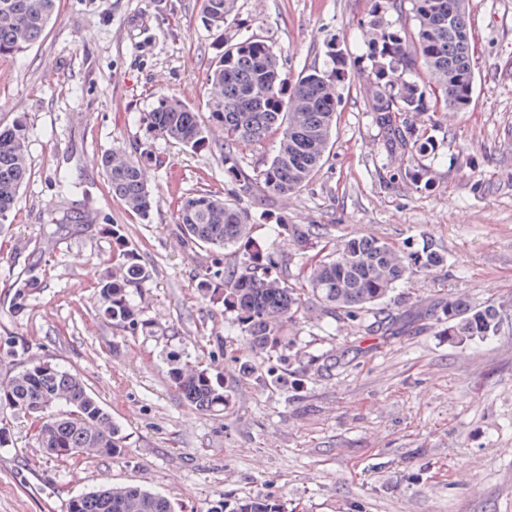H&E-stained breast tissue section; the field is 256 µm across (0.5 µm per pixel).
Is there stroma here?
Here are the masks:
<instances>
[{
    "label": "stroma",
    "mask_w": 512,
    "mask_h": 512,
    "mask_svg": "<svg viewBox=\"0 0 512 512\" xmlns=\"http://www.w3.org/2000/svg\"><path fill=\"white\" fill-rule=\"evenodd\" d=\"M374 0H237L223 31L206 26L201 0H60L40 39L0 57V125L24 119L30 172L0 226V338L25 357L77 373L119 425L124 458L79 466L43 453L21 420L0 448V512H68L72 497L105 485L139 486L175 512L217 500L271 496L281 512H512V326L459 344L433 316L448 295L472 304L512 299V0H471L474 89L466 111L434 114L435 157L387 155L366 98L372 69L363 22ZM249 37L277 51L289 80L336 44L350 59L330 147L298 192L239 198L251 235L267 240L289 273L302 258L281 224H332L337 239L376 237L405 252L431 243L444 267L399 289L393 335L369 319L336 321L307 311L291 327L312 355L344 352L335 369L293 385L284 351L279 383L242 377L253 356L233 313L201 301L197 285L233 260L234 248H188L178 201L207 192L235 197L224 175V130L190 150L151 133L143 117L173 95L206 113V75L226 44ZM163 158L151 168L156 202L130 214L113 197L102 153ZM431 165L416 189L399 168ZM67 172L76 187L58 181ZM124 228L152 272L136 301L148 324L133 335L102 315L96 288L115 273L112 237ZM40 286L16 307V281ZM222 370L223 411L191 407L168 380L167 355Z\"/></svg>",
    "instance_id": "1"
}]
</instances>
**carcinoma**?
I'll return each instance as SVG.
<instances>
[{
	"mask_svg": "<svg viewBox=\"0 0 512 512\" xmlns=\"http://www.w3.org/2000/svg\"><path fill=\"white\" fill-rule=\"evenodd\" d=\"M57 0H0V56L15 55L35 43L56 11ZM234 0H203L208 26L224 31ZM374 3L368 21V56L374 65L367 79L377 87L370 110L389 152L434 153V136L417 119L429 112L468 108L473 93L470 0H392L398 17L408 14L413 27H395L379 16ZM345 57L329 45L327 63L310 66L290 84L272 45L249 37L224 49L207 74L206 108L212 122L224 127V174L242 190L258 188L263 196L286 197L314 176L330 143L339 103ZM154 134L196 149L204 145L205 126L196 112L174 96H161L145 114ZM276 135L269 164L250 176L242 169L237 146ZM26 123L15 120L0 128V224L15 208L30 162ZM159 159L139 157L115 147L101 157L112 195L142 217L153 207L149 170ZM430 167H408L398 180L415 188L431 184ZM177 221L189 247L226 248L244 240L247 249L217 280L204 275L199 291L212 305L236 313L233 325L257 355H269L290 343L288 326L297 322L306 301L314 300L325 314L356 318L375 311L377 325L391 328L401 315L382 306L394 290L422 271L444 266L443 254L428 247L406 253L376 238L352 237L341 246L324 224L300 228L277 225L304 256L296 283L273 274L278 261L266 241L250 236L247 212L219 196L200 193L177 204ZM119 272L99 282L103 316L134 332L146 325L133 296L149 280V270L128 246L119 226H110ZM509 304L480 307L450 296L440 305L436 321L448 324L458 344L486 341L500 334ZM171 384L195 408L220 411L228 394L219 376L169 355ZM30 420V435L51 456L74 463L87 456L119 459L127 454L119 426L89 392L81 377L45 361H26L14 374L0 379V410ZM69 512H174L163 496L137 486H108L72 498ZM233 512H280L275 500L257 495L236 504Z\"/></svg>",
	"mask_w": 512,
	"mask_h": 512,
	"instance_id": "1",
	"label": "carcinoma"
}]
</instances>
